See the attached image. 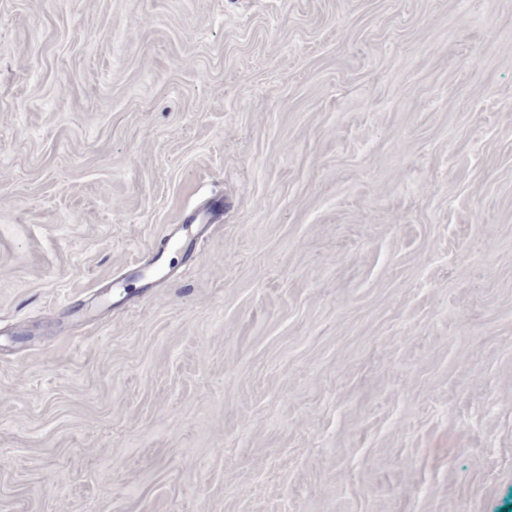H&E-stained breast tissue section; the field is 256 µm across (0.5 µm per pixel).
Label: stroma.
<instances>
[{"mask_svg":"<svg viewBox=\"0 0 512 512\" xmlns=\"http://www.w3.org/2000/svg\"><path fill=\"white\" fill-rule=\"evenodd\" d=\"M0 512H512V0H0ZM214 211L209 205L207 208L197 213L193 221L188 224H172L167 235L168 243L178 244L186 240L189 236L196 239L204 238L214 222ZM162 255L159 257L154 256L151 263L155 269L154 275L151 277L146 276L140 271L133 272L128 276L114 278L112 281V292L118 294L122 299L128 298L131 294L129 288H132V281L145 282L140 288H154L157 284L163 282L168 274V271L164 270L162 263Z\"/></svg>","mask_w":512,"mask_h":512,"instance_id":"obj_1","label":"stroma"}]
</instances>
